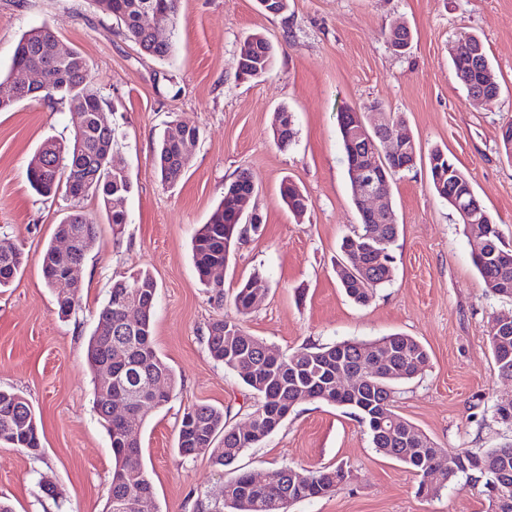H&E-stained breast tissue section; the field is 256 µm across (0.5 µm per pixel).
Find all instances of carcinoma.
Listing matches in <instances>:
<instances>
[{
    "instance_id": "carcinoma-1",
    "label": "carcinoma",
    "mask_w": 512,
    "mask_h": 512,
    "mask_svg": "<svg viewBox=\"0 0 512 512\" xmlns=\"http://www.w3.org/2000/svg\"><path fill=\"white\" fill-rule=\"evenodd\" d=\"M104 18H113L123 29L124 36L135 43L141 52L158 60L167 59L173 45L157 39L153 32L143 28L139 17L145 8L151 9L159 20L175 29L179 0H91ZM476 37L469 34L456 40L460 64L468 68L471 95L483 93L493 96L500 90L499 82L485 80L491 66L486 51L471 57L470 44ZM241 76L259 79L271 74L276 49L261 33L249 35L243 42ZM27 66L42 74V91L34 97L50 104L68 103L83 110L85 124L80 137H71L66 143L45 141L29 161L28 181L40 197L58 196L79 200L94 196L102 201L107 223L116 234L123 232L128 215L112 209V198L125 197L132 189L126 164L118 147L116 126L99 122L105 99L88 80L87 63L82 54L66 45L47 26L25 31L14 50L11 67ZM351 108L338 115L341 144L348 166L356 162L360 146L349 142L345 121ZM189 165L188 154L178 143L164 134L154 154V166L164 185L176 184ZM432 186L466 220L465 208L452 198L468 181L464 172L448 158V153L433 148L428 153ZM257 189L250 177L242 172L224 185V196L207 223L197 230L192 243V260L200 281L215 267L228 264L235 248L244 241L241 233L247 222L252 200ZM280 195L288 210L299 215L311 205L309 197L294 182L285 179ZM484 240L474 245L472 261L485 288L496 296L512 298V246L505 243L499 225L486 224ZM399 228L396 224H359L353 234L342 239L341 259L336 267L349 262V254L362 251L365 271L345 273L339 282L346 295L358 305L370 302L376 288L391 280L392 267L374 263L371 254L375 239L383 238L394 244ZM88 235L98 237V222L82 210H73L56 227V236ZM86 252H74L67 257L54 254V245H47L42 254V265L53 270H65L71 263H84ZM24 253L19 245L7 237L0 239V288L9 286L20 273ZM134 294L139 308L134 321L126 320L120 300ZM158 295V284L148 271H138L112 282L108 301L101 309L98 322L112 319L111 337L94 329L87 343V363L98 384V366L112 361V389L94 391V408L107 427L115 459L112 479L107 490V512H136L137 499L153 494L149 472L141 461L140 443H127L122 437V426L109 419L112 399L129 389L145 388L154 378H163L165 390L160 409L171 399L176 387L174 370L157 354L152 341V324ZM259 300L242 283L233 296L236 317L216 320L208 325L206 344L211 357L224 368L239 374L244 384L258 398L252 413L250 427L231 426L224 419V410L211 405H194L185 409L177 436V451L183 458L207 455L212 463L229 467L247 449L261 442L281 427L293 408L304 401L319 400L351 410L370 437L375 451L421 477L419 488L431 496L447 486L448 482L465 478L481 483L482 493L490 484L503 488L504 502L492 512H512V442L485 451L456 448L444 451L452 467L445 472H431L429 467L437 451L430 438L417 426L401 420L402 431L387 436L375 418L377 414L394 413L396 387L424 370L429 363L425 347L414 337L390 334L370 342L344 340L329 346L300 347L292 352H281L267 346L262 340L248 334L240 318L251 314ZM489 340L497 369H512V310L491 315ZM381 348L380 366L373 377L358 390L336 389V374L358 366L366 346ZM41 441L40 428L32 404L21 393L0 389V443L14 448L22 441ZM279 480L266 487L252 485L250 473L235 475L223 485L216 512H290L294 503L324 497L336 490L349 477V471L335 468L306 469L292 466L276 472Z\"/></svg>"
}]
</instances>
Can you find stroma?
Instances as JSON below:
<instances>
[{
    "mask_svg": "<svg viewBox=\"0 0 512 512\" xmlns=\"http://www.w3.org/2000/svg\"><path fill=\"white\" fill-rule=\"evenodd\" d=\"M408 25L410 49L395 53L392 28ZM45 25L86 59L90 81L111 105L106 118L125 133L132 190L122 202L128 222L113 234L100 200L80 203L36 196L27 166L46 140H68L69 105L41 100L0 112V236L24 251L23 270L0 289V387L31 402L43 432L34 456L0 445V498L14 512H106L115 460L93 408L87 340L114 279L149 271L158 283L153 342L173 368L168 404L149 413L138 434L156 512H193L195 495L223 484L229 471L208 456L178 455L185 408H222L246 426L257 403L236 372L214 361L207 326L234 315L238 286L256 278L263 301L242 324L280 351L402 333L419 340L428 367L399 386L395 411L440 448H496L512 440L493 409L512 397L488 341L489 316L512 299L489 294L472 262L474 236L436 195L427 163L396 175L387 220L399 226L393 276L364 306L336 279L342 238L359 219L351 199L337 114L382 105L400 113L422 151L438 147L468 175L474 192L512 243V160L502 130L512 124V0H290L286 16L262 12L258 0H180L171 58L141 54L101 17L91 0H0V84L9 85L21 34ZM275 46L269 78L245 80L237 61L245 37ZM480 37L501 85L493 106L457 82L448 48L459 33ZM292 112L296 135L278 147L270 132L279 107ZM198 126L185 175L161 185L153 166L158 137L172 124ZM247 172L258 195V234L239 245L224 268V304L212 298L192 262L191 242L218 204L224 185ZM311 205L303 218L284 207L283 178ZM100 220L81 269L79 308L57 315L41 257L72 206ZM343 466L349 480L291 512H489L480 485L450 482L438 495L418 492L419 478L376 453L349 410L321 401L298 404L276 432L248 449L238 469L270 476L284 466ZM51 481L57 497L42 484Z\"/></svg>",
    "mask_w": 512,
    "mask_h": 512,
    "instance_id": "35a3bbf8",
    "label": "stroma"
}]
</instances>
